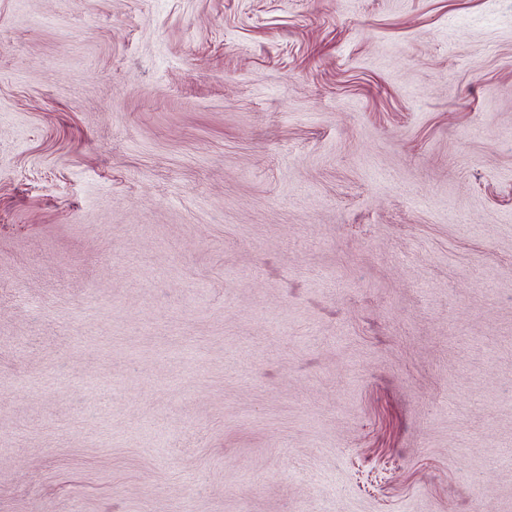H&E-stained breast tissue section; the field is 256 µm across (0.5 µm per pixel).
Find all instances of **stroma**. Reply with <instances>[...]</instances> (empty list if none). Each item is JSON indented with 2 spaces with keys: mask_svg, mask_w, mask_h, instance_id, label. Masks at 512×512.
<instances>
[{
  "mask_svg": "<svg viewBox=\"0 0 512 512\" xmlns=\"http://www.w3.org/2000/svg\"><path fill=\"white\" fill-rule=\"evenodd\" d=\"M0 512H512V0H0Z\"/></svg>",
  "mask_w": 512,
  "mask_h": 512,
  "instance_id": "35a3bbf8",
  "label": "stroma"
}]
</instances>
